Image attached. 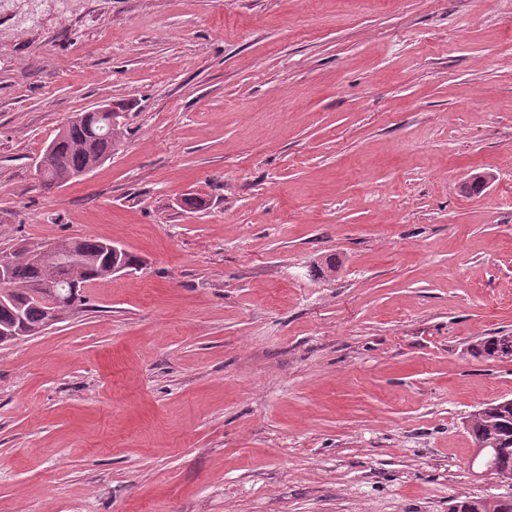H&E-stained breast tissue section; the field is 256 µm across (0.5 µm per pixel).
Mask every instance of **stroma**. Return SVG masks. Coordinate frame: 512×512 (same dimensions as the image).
Instances as JSON below:
<instances>
[{
    "mask_svg": "<svg viewBox=\"0 0 512 512\" xmlns=\"http://www.w3.org/2000/svg\"><path fill=\"white\" fill-rule=\"evenodd\" d=\"M79 236L138 265L0 345V512L512 500L465 427L512 398V0H0V252ZM94 111L97 112H81V115L86 114V119L69 123L66 131H60L44 149L39 166L42 188L50 190L77 180L79 178L75 177L90 166L102 164L111 158L115 139L112 141L108 120L111 116V126L114 128L117 118L112 115L114 110L108 105L97 107ZM92 170H86L83 176ZM509 344L505 339V336H490L480 342L478 346L474 348L477 357H481L484 360H498L503 361L504 359L512 360L509 357L508 348Z\"/></svg>",
    "mask_w": 512,
    "mask_h": 512,
    "instance_id": "stroma-1",
    "label": "stroma"
}]
</instances>
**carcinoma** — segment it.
I'll use <instances>...</instances> for the list:
<instances>
[{"label":"carcinoma","mask_w":512,"mask_h":512,"mask_svg":"<svg viewBox=\"0 0 512 512\" xmlns=\"http://www.w3.org/2000/svg\"><path fill=\"white\" fill-rule=\"evenodd\" d=\"M109 119L108 112H88L85 120L69 124L55 136L40 161L42 188L65 184L111 158L115 142ZM107 244L99 238L71 237L54 243L57 252L44 244L11 254L5 270L8 288L0 297V340L19 330L32 336L47 330L56 312L69 311L82 300L81 288L111 278L113 265L136 268L135 256L124 249L115 255ZM33 254L41 260L32 261ZM508 348L505 337L490 336L474 351L484 360L511 361ZM466 427L481 447V462L490 463L489 472L512 473V401L501 398L482 405L468 416ZM448 512H488V505L479 497H468L451 504Z\"/></svg>","instance_id":"cac0c4a2"}]
</instances>
